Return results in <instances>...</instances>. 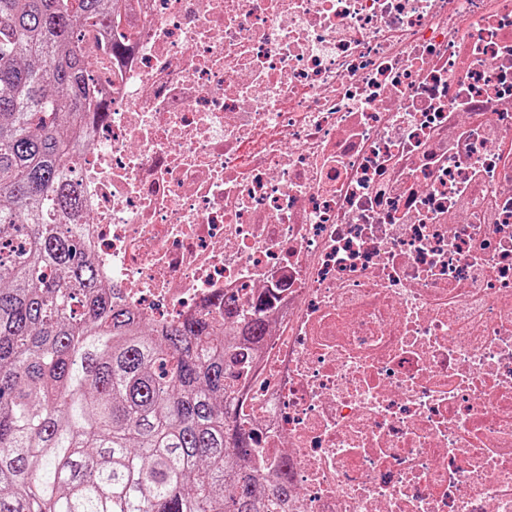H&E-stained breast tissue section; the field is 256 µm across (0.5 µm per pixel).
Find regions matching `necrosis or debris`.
Returning <instances> with one entry per match:
<instances>
[{"label":"necrosis or debris","instance_id":"4bbe7bcc","mask_svg":"<svg viewBox=\"0 0 512 512\" xmlns=\"http://www.w3.org/2000/svg\"><path fill=\"white\" fill-rule=\"evenodd\" d=\"M101 275L259 309L295 512H512V0H123L86 32Z\"/></svg>","mask_w":512,"mask_h":512}]
</instances>
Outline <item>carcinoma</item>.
I'll use <instances>...</instances> for the list:
<instances>
[{
	"instance_id": "cac0c4a2",
	"label": "carcinoma",
	"mask_w": 512,
	"mask_h": 512,
	"mask_svg": "<svg viewBox=\"0 0 512 512\" xmlns=\"http://www.w3.org/2000/svg\"><path fill=\"white\" fill-rule=\"evenodd\" d=\"M119 0H0V512H290L233 406L259 315L152 327L69 226L88 115L81 31Z\"/></svg>"
}]
</instances>
